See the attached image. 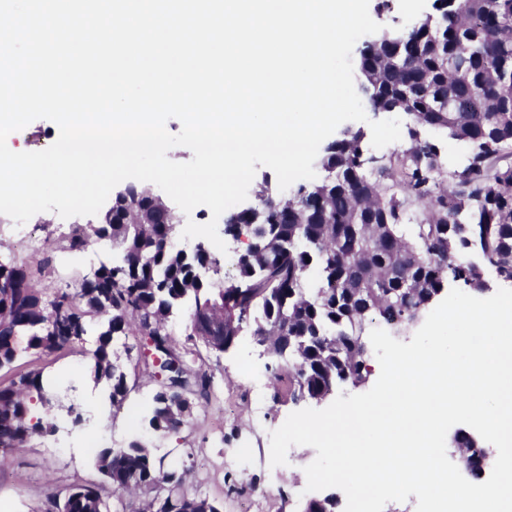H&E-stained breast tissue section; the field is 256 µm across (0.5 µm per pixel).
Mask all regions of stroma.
<instances>
[{
    "mask_svg": "<svg viewBox=\"0 0 512 512\" xmlns=\"http://www.w3.org/2000/svg\"><path fill=\"white\" fill-rule=\"evenodd\" d=\"M435 0H369L372 19L383 28L407 27L420 16L433 12ZM29 227L40 246L19 249L10 233L0 234V259L36 264L50 258L53 279L58 284H74L90 272L92 263L107 261L109 244L95 245L92 263L80 261L78 253L65 249L60 237L70 227L69 220L53 212L41 219H29ZM92 340L64 346L48 357L26 353L13 369L0 371V384L9 383L15 373L42 371L48 385L60 396L55 409L57 430L34 438L0 469V512H42L49 487L96 482L94 467L98 448L124 447L133 434L149 439L156 456L189 469L190 483L209 497L223 501L224 512H302L309 496L304 472L315 456L314 448L293 447L287 462L270 464V434L287 416L297 411L286 382L279 380L280 363L261 355L249 335L239 336L236 345L223 356L203 354L202 367L211 376L213 396L208 405L195 409L189 423L174 436L161 437L144 420L154 386L148 383L134 362H125L129 394L121 407H113L109 391L84 379ZM78 405L84 417L81 427H72L64 408ZM247 448L251 458L233 463L236 449Z\"/></svg>",
    "mask_w": 512,
    "mask_h": 512,
    "instance_id": "stroma-1",
    "label": "stroma"
}]
</instances>
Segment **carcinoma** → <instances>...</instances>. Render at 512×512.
Wrapping results in <instances>:
<instances>
[{
	"label": "carcinoma",
	"mask_w": 512,
	"mask_h": 512,
	"mask_svg": "<svg viewBox=\"0 0 512 512\" xmlns=\"http://www.w3.org/2000/svg\"><path fill=\"white\" fill-rule=\"evenodd\" d=\"M389 39L360 55L363 77L381 81L376 102L408 118L401 145L375 156L361 131L348 130L319 155L321 181L280 205L261 187L257 205L226 229L248 239L227 280L212 250L174 246L176 217L150 223L147 187L112 197V223L97 234L73 224L64 237L72 252L106 239L115 251L78 286L55 285L44 263L34 272L0 262V370L24 351L50 355L93 331L86 375L119 405L129 387L118 348L130 360L147 341L168 364L149 419L164 436L210 399L211 378L196 365L202 347L219 356L248 329L284 362L278 378L292 399L319 404L340 384L366 383L371 326L402 336L448 283L488 291L487 268L512 284V112L501 111L512 97V0H461L453 15L392 29ZM450 141L463 151L449 155ZM187 303L189 332L179 342L169 322ZM51 410L41 371L0 385V467L56 431ZM451 447L487 454L464 433ZM95 467L99 483L49 490L45 512H111V498L136 490L146 497L134 512H224L140 440L100 450Z\"/></svg>",
	"instance_id": "carcinoma-1"
}]
</instances>
